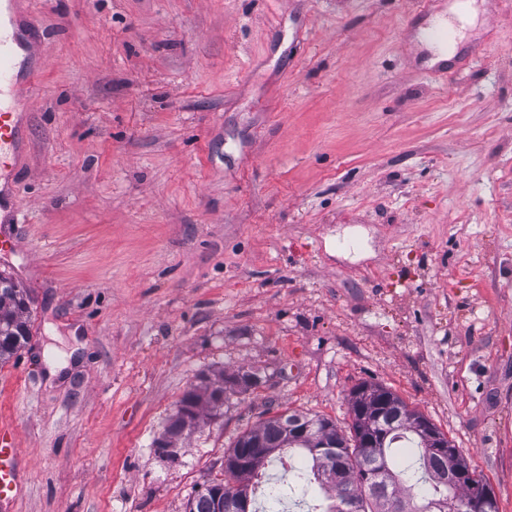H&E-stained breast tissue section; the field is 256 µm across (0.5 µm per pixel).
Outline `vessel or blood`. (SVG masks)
Listing matches in <instances>:
<instances>
[{"mask_svg":"<svg viewBox=\"0 0 512 512\" xmlns=\"http://www.w3.org/2000/svg\"><path fill=\"white\" fill-rule=\"evenodd\" d=\"M24 0H0V151L8 150L20 163L28 143L22 134L24 116L31 105L34 69L26 66L33 46L34 24L21 9ZM20 212L8 173L0 170V223L16 221ZM19 450L0 441V503H8L21 489L16 462Z\"/></svg>","mask_w":512,"mask_h":512,"instance_id":"vessel-or-blood-1","label":"vessel or blood"}]
</instances>
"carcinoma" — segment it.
Listing matches in <instances>:
<instances>
[{"mask_svg": "<svg viewBox=\"0 0 512 512\" xmlns=\"http://www.w3.org/2000/svg\"><path fill=\"white\" fill-rule=\"evenodd\" d=\"M29 296L12 278L0 274V364L8 363L30 340ZM214 408L224 405V377L212 381L203 378L200 387L191 390L187 398L188 411L198 418L202 402ZM322 426L329 425L328 437L335 447L323 457L311 456L314 480L325 493L327 505L323 512H435L433 504L441 499L448 501V512H498L495 496L485 501L472 502L471 488L464 483H454L449 478L452 468L464 457L451 447L443 453H431L421 447L402 422L386 440L384 447L374 450L359 448L352 443V436L338 429L326 418H315ZM268 446L280 445L281 425L277 417L247 431ZM408 442L421 449L422 471L411 467L395 471L390 465L389 450L392 445ZM327 470L340 473L334 483H325L320 474ZM429 484L421 501H414L411 490L421 482ZM218 490L207 487L190 499L187 512H216Z\"/></svg>", "mask_w": 512, "mask_h": 512, "instance_id": "carcinoma-1", "label": "carcinoma"}]
</instances>
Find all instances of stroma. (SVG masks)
<instances>
[{
  "label": "stroma",
  "instance_id": "1",
  "mask_svg": "<svg viewBox=\"0 0 512 512\" xmlns=\"http://www.w3.org/2000/svg\"><path fill=\"white\" fill-rule=\"evenodd\" d=\"M473 8L460 25L457 11ZM7 512H185L245 431L382 385L512 512V0H29ZM449 20L452 59L422 32ZM257 373L246 393L234 374ZM223 377L176 457L156 448ZM202 382V385L191 390L190 397H187L188 411L193 419H198L203 399L213 408L224 405V378L219 377L215 381H210L208 377H204Z\"/></svg>",
  "mask_w": 512,
  "mask_h": 512
}]
</instances>
